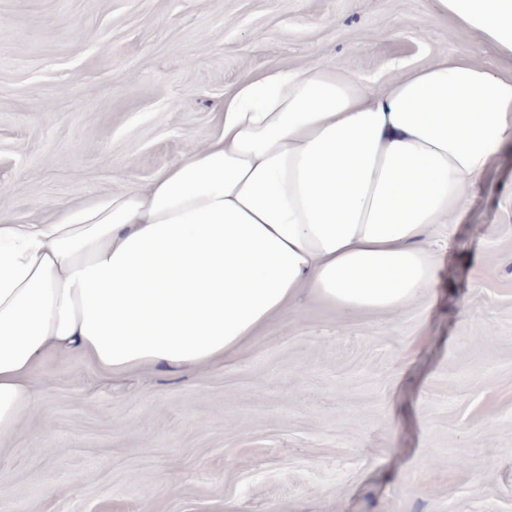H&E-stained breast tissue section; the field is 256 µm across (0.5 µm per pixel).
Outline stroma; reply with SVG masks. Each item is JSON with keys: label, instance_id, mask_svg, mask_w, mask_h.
Returning a JSON list of instances; mask_svg holds the SVG:
<instances>
[{"label": "stroma", "instance_id": "35a3bbf8", "mask_svg": "<svg viewBox=\"0 0 512 512\" xmlns=\"http://www.w3.org/2000/svg\"><path fill=\"white\" fill-rule=\"evenodd\" d=\"M0 208L37 221L147 183L272 65L467 55L430 0H0ZM428 296H300L230 359L107 375L47 355L0 440V512H512V156L429 237Z\"/></svg>", "mask_w": 512, "mask_h": 512}]
</instances>
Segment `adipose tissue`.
I'll return each mask as SVG.
<instances>
[{"label":"adipose tissue","instance_id":"ef3b65f1","mask_svg":"<svg viewBox=\"0 0 512 512\" xmlns=\"http://www.w3.org/2000/svg\"><path fill=\"white\" fill-rule=\"evenodd\" d=\"M431 4L512 58V0ZM216 123L146 185L39 223L0 209V437L37 406L52 352L112 375L197 370L303 293L344 315L424 297L427 233L512 154V73L444 56L376 90L336 63L273 65Z\"/></svg>","mask_w":512,"mask_h":512}]
</instances>
